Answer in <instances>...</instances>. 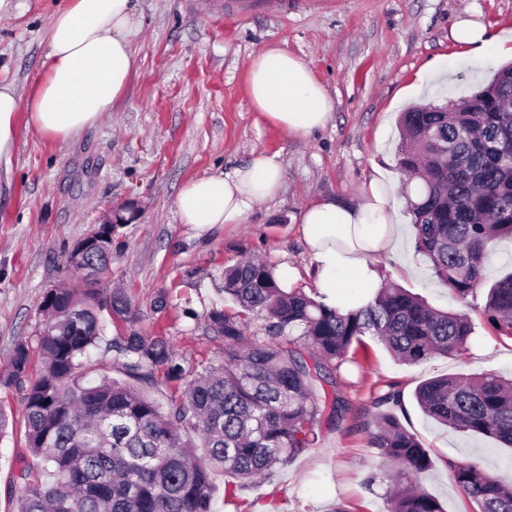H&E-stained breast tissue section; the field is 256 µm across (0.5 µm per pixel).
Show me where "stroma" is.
<instances>
[{
    "label": "stroma",
    "instance_id": "1",
    "mask_svg": "<svg viewBox=\"0 0 512 512\" xmlns=\"http://www.w3.org/2000/svg\"><path fill=\"white\" fill-rule=\"evenodd\" d=\"M67 0H25L0 23V82L31 94L45 74L46 29ZM512 28V0H137L140 66L125 98L79 137L63 142L34 133L18 115L19 145L10 183L0 189V375L10 353L26 341L31 362L24 381L0 382V512H15L22 470H37L26 445L22 403L27 383L44 363L38 351L40 304L60 283L82 288L68 266L73 244L88 236L110 208L133 205L136 219L112 235L106 279L125 288L140 312L138 327L168 337L181 377L153 369L150 394L181 395L197 370L217 360L222 341L204 316L224 302V269L246 257L294 268L297 289L315 297L309 256L296 216L312 202L358 200L375 170L390 179L389 204L398 251L374 260L383 284H397L440 310L466 313L474 334L456 357L417 364L395 360L374 341L354 345L340 366H329L321 390L347 406L339 420L322 415L319 438L287 465L233 495L217 494L213 512H386L387 484L366 485L378 472L377 449L365 425L376 397L397 391L396 415L429 451L422 487L444 512H477L450 478L449 463L478 462L512 480V448L438 425L419 409L414 392L444 375L512 378V339L484 315L485 295L457 301L434 277L414 246L401 193V112L456 102L491 81L512 57L489 48L472 66L449 31L462 17ZM278 45L299 56L333 103L325 128L304 137L260 120L246 92L252 58ZM272 156L284 172L274 199L255 206L243 223L199 231L181 223L176 196L187 182L217 174L252 154ZM165 297L167 306L154 302Z\"/></svg>",
    "mask_w": 512,
    "mask_h": 512
}]
</instances>
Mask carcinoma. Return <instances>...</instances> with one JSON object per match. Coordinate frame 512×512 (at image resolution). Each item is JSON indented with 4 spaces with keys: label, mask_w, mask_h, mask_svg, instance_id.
<instances>
[{
    "label": "carcinoma",
    "mask_w": 512,
    "mask_h": 512,
    "mask_svg": "<svg viewBox=\"0 0 512 512\" xmlns=\"http://www.w3.org/2000/svg\"><path fill=\"white\" fill-rule=\"evenodd\" d=\"M401 130L400 165L416 180L406 191L416 251L464 302L484 281L490 243L512 239V65L460 103L403 113ZM75 257L88 287L50 288L40 305L45 369L28 385L22 414L47 477L21 473L16 512H212L215 473L232 478L224 492L233 493L313 447L322 416L316 381L354 344L374 339L413 364L457 355L474 333L466 314L437 310L398 286L343 313L281 287L277 266L246 259L224 269V296L238 311L213 306L205 314L206 331L224 341V358L203 366L180 398L163 405L146 387L149 370H178L171 342L134 328L138 313L124 289L99 283L111 243L87 250L76 243L67 261ZM484 311L512 339V271L491 285ZM253 315L264 320L262 339L248 335ZM115 320L128 324L112 342L120 378L98 373L89 359ZM29 364V346L19 341L8 379L24 377ZM414 397L435 422L512 447V380L436 377ZM374 405L380 412L367 433L393 487L387 512H444L417 487L431 465L427 449L381 410L402 406L400 392ZM448 467L478 512H512V480L477 462Z\"/></svg>",
    "instance_id": "carcinoma-1"
}]
</instances>
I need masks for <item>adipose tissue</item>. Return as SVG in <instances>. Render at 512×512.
<instances>
[{
	"label": "adipose tissue",
	"instance_id": "1",
	"mask_svg": "<svg viewBox=\"0 0 512 512\" xmlns=\"http://www.w3.org/2000/svg\"><path fill=\"white\" fill-rule=\"evenodd\" d=\"M140 27L132 0H70L45 34L46 74L29 97L0 83V164L18 148L16 117L27 111L41 134L68 141L97 124L125 97L139 67L133 44ZM473 62L488 46L512 55V32L489 36L484 25L463 20L451 31ZM248 96L261 118L292 134L323 129L332 102L299 57L268 46L251 61ZM283 172L270 157L253 155L229 170L186 183L175 205L181 223L200 230L242 223L253 206L280 190ZM395 213L379 180L365 186L354 204L319 200L306 206L300 230L316 271L320 297L343 310L364 305L381 280L372 258L398 247Z\"/></svg>",
	"mask_w": 512,
	"mask_h": 512
}]
</instances>
